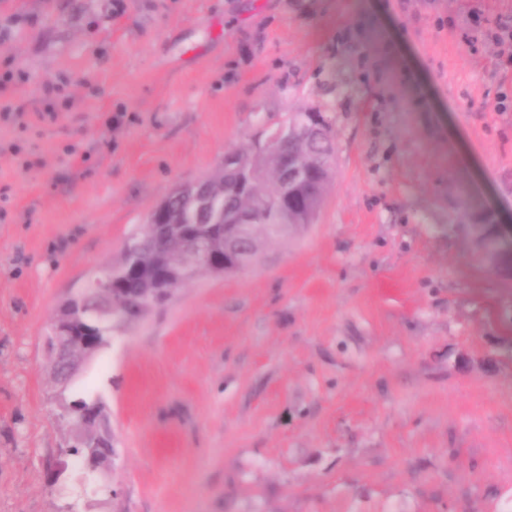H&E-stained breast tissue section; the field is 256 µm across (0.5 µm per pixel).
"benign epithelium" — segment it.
Wrapping results in <instances>:
<instances>
[{"mask_svg": "<svg viewBox=\"0 0 512 512\" xmlns=\"http://www.w3.org/2000/svg\"><path fill=\"white\" fill-rule=\"evenodd\" d=\"M324 126L320 118L313 117L305 123L281 124L272 130L265 139L253 143V150L277 147L281 150L295 141L312 142L323 134ZM315 155L303 158L288 155V163L272 173L278 187V195L272 200L253 205L249 211L223 209L216 210L207 182L200 180L179 187L180 199L185 205V213L171 218L165 203H159L149 216L147 231L157 237L175 243L185 267L192 270L204 269L216 277L235 273L248 268L255 260L260 246L251 241V229L255 217L271 211H279L288 204L305 180L309 170L315 166ZM224 238V253L212 249L216 236ZM140 256V235H132L125 247L124 264L108 270L92 279L93 290L105 295L112 294V288L123 276L135 271ZM84 291L69 296L61 306L55 324L59 327L73 319H82L86 314ZM96 328L84 332V338L77 341L65 336L57 340L53 360V375L57 383L64 377L76 373L79 363L73 356V348L91 347L98 343V337L112 336L115 320L112 308L101 306L95 311Z\"/></svg>", "mask_w": 512, "mask_h": 512, "instance_id": "1", "label": "benign epithelium"}]
</instances>
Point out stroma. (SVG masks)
I'll return each instance as SVG.
<instances>
[{"mask_svg": "<svg viewBox=\"0 0 512 512\" xmlns=\"http://www.w3.org/2000/svg\"><path fill=\"white\" fill-rule=\"evenodd\" d=\"M512 0H0V512H64L50 325L176 185L332 123L315 223L83 364V512H512ZM467 220H460L461 208ZM312 112H291L288 113L287 119L284 121L288 124H281L276 129L272 130L264 140H255L253 143V151L264 150L271 147H277L281 150L288 147V143L295 141L312 142L320 138L323 134L324 129L327 130V134L330 136L325 139L324 142L318 143L315 147L317 150L323 151L332 157L330 162L331 169L329 174L324 179L322 174L315 172L299 190L298 195L302 201L308 200L315 202L316 211L312 215L309 221L303 224H312L317 216V213L322 205L328 184L332 176L333 159L335 153V147L333 140L331 139V124L326 116H322L325 123V128L321 123L320 118L312 117L309 122L305 123H291L293 121H299L303 118L310 117ZM290 123V124H289ZM475 233L479 235V242L482 250L494 257L500 255L507 260L512 258V239L509 241L498 230L497 224H479L471 225ZM477 226V227H476ZM68 408V415L80 431L86 435L88 448H80L78 445L71 444L70 447L64 448L62 452L71 457L77 462V465L83 467L84 475L88 473L92 467L90 466V459L96 457H103L109 448H112V432L106 431L101 437L96 435L93 424H87L85 421V414L96 408H104L101 402L97 399H92L88 396L75 394L69 402L65 403ZM82 423L86 424V428H82ZM96 443V447H91Z\"/></svg>", "mask_w": 512, "mask_h": 512, "instance_id": "stroma-1", "label": "stroma"}]
</instances>
